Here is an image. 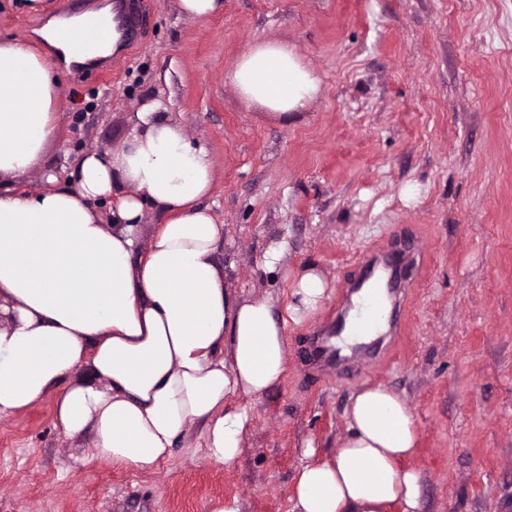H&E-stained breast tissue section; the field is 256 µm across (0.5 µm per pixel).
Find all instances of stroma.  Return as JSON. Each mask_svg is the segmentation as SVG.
Segmentation results:
<instances>
[{"label": "stroma", "mask_w": 512, "mask_h": 512, "mask_svg": "<svg viewBox=\"0 0 512 512\" xmlns=\"http://www.w3.org/2000/svg\"><path fill=\"white\" fill-rule=\"evenodd\" d=\"M0 0V40L24 41L55 10ZM140 30L113 57L61 72L57 135L14 193L67 183L76 160L132 134L149 102L209 150L205 204L226 229L217 259L246 298L290 299L293 274L316 267L322 307L287 323L288 373L249 400L232 466L206 458L199 426L147 468L90 461L93 433L68 438L55 400L0 416V512H289L309 455L346 434L361 387L410 405L421 512H512V0H224L198 20L178 0H126ZM296 47L321 79L284 124L241 98L225 74L253 42ZM410 236L419 278L397 333L336 370L313 361L344 306L359 261ZM278 241V270L260 266Z\"/></svg>", "instance_id": "1"}]
</instances>
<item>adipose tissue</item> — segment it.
<instances>
[{"label": "adipose tissue", "mask_w": 512, "mask_h": 512, "mask_svg": "<svg viewBox=\"0 0 512 512\" xmlns=\"http://www.w3.org/2000/svg\"><path fill=\"white\" fill-rule=\"evenodd\" d=\"M82 16L39 32L65 61ZM226 78L240 97L282 122L298 118L321 79L285 41L254 42ZM51 55L0 41V181L41 163L56 131ZM207 147L156 106L135 115L130 139L84 154L64 187L26 195L0 188V415L52 396L65 435L95 434L93 458L146 468L198 424L210 460L233 465L257 399L285 376L288 341L272 298L229 288L217 260L225 227L204 199ZM111 199L104 221L101 200ZM160 221L141 244L143 210ZM323 276L293 278L288 320L322 306ZM88 368L89 375L74 379ZM347 435L330 457L301 466L291 512H419L420 476L402 462L417 442L413 412L389 387L353 393Z\"/></svg>", "instance_id": "1"}]
</instances>
